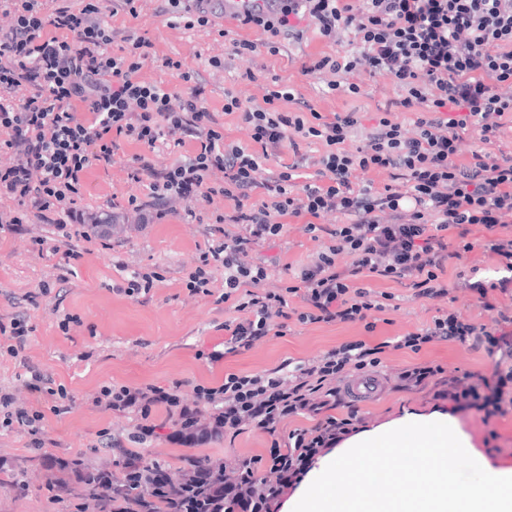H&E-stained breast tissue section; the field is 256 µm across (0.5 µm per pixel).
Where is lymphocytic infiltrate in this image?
I'll return each instance as SVG.
<instances>
[{
  "mask_svg": "<svg viewBox=\"0 0 512 512\" xmlns=\"http://www.w3.org/2000/svg\"><path fill=\"white\" fill-rule=\"evenodd\" d=\"M72 10L64 0H0V224H46L66 235L71 224L98 230L135 219L158 224L204 208L209 223L226 225L209 242L185 286L190 294L211 295L213 267L224 269V291L236 317L224 325V347L210 361L252 349L272 336L284 335L289 320L301 324L363 323L373 329L375 313L389 307V293H374L366 279L407 284L415 298L438 300L448 295L444 281L449 262L475 247L501 257L506 274L494 281L463 280V288L486 302L489 292L512 294V236L498 235L512 218V154H496L504 118H512V96L498 85L512 84V0H287L288 10L309 20L328 40L348 33L349 47L324 55L307 68L328 75L327 87L356 95L357 84L341 86L336 77L357 70L388 78L400 91V107L410 122L385 114L367 134H360L358 113L324 120L315 111H284L294 101L284 83H275L262 102L224 93L225 112L239 113L250 146L227 141L224 125L206 105V86L194 70L172 58L162 65L181 73L184 92L142 80L151 42L123 36L122 46L107 17L118 12L138 16V0H82ZM244 26L262 29L264 41L231 39L232 55L252 58L281 51V36L302 42L304 32L287 18L253 16ZM480 145L467 164L457 161L466 134ZM362 144L349 149L348 140ZM322 143L313 175L303 168L301 142ZM143 146L132 159L131 180L144 195H129L111 211L78 207L90 169L111 164L122 142ZM291 150L293 162L269 166L270 157ZM177 153L175 162L158 164L162 153ZM394 170L402 188L358 185L356 171ZM222 171L223 181L212 179ZM229 199L232 211L217 207ZM340 214L345 223L324 229L322 218ZM308 216L305 233L327 232L329 241L304 266L289 289L268 284V269L252 255L255 244L280 238L290 217ZM486 235L470 238L472 226ZM456 246H449V237ZM347 255L339 265V255ZM300 294L301 307L289 308L287 294ZM33 331L22 315L0 320V351L18 359L23 385L51 402V412H70L73 397L65 386H51L48 376L25 355ZM470 344L488 355L512 359V314L498 312L490 323H477L458 312L433 317L417 331L396 337V350L420 353L433 342ZM386 347L355 340L332 347L303 363L283 361L257 373H228L223 383L197 384L185 397L180 383L102 387L94 403L100 410L131 419L132 428L113 430L103 448L113 467L86 468L65 455H46L47 485L63 499L89 483L112 499V512H282L289 495L313 463L335 450L366 421L358 408L333 416L343 386L377 367ZM404 390H429L434 400L453 410L477 408L486 416L504 414V396L512 388V370L492 376H446L426 363L400 370ZM171 425L167 440L188 448L179 478L150 454L157 436V411ZM45 414L19 400L14 387L0 384V429L17 431L41 448L47 434ZM308 416L309 429L280 439L288 418ZM254 427L270 438L264 450L274 481L257 474L263 457L236 455L197 463L192 448L237 436Z\"/></svg>",
  "mask_w": 512,
  "mask_h": 512,
  "instance_id": "lymphocytic-infiltrate-1",
  "label": "lymphocytic infiltrate"
}]
</instances>
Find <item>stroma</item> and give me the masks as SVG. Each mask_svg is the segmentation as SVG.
<instances>
[{
    "label": "stroma",
    "mask_w": 512,
    "mask_h": 512,
    "mask_svg": "<svg viewBox=\"0 0 512 512\" xmlns=\"http://www.w3.org/2000/svg\"><path fill=\"white\" fill-rule=\"evenodd\" d=\"M166 0H140L138 17L120 13L109 24L117 30L133 28L153 44L155 58L146 62L141 76L161 80L174 91H183L185 82L178 71L162 68L161 60L172 57L193 67L212 89L207 99L211 111L222 112L223 89H232L241 99L262 100L273 79H282L326 118L344 112H358L365 127L377 123L399 97L398 89L386 78L358 71L351 80L359 84V95L343 90L329 93L325 78L305 74L304 64L332 53L333 42L308 33L302 47L285 46L281 55L266 53L252 59L230 56V38L236 37V24L191 30L181 23H169ZM219 56L225 67H209L210 57ZM141 146L123 143L112 165H99L88 174L82 188L81 204L92 209L105 208L109 199L125 202L128 195L141 194L140 185L127 178L129 159L141 153ZM302 219L285 225L282 237L273 244L255 246V256L269 259L272 285L293 284L294 276L321 248L302 230ZM211 225L179 215L159 224H126L114 236V249L106 250L99 239L78 237L71 244L78 251L75 260L66 259L59 247L60 236L53 227L30 225L0 231V318L10 319L26 313L34 332L26 354L38 364L53 384L64 385L75 403L71 413L48 414L44 448L29 447L25 435L0 430V452L16 462V475L29 489L26 494H0V512H76L73 498L54 499L46 487L44 454H70L101 462L102 442L112 435V414L100 411L93 403L100 388L112 383L137 385L148 382H181L184 395H191L198 383L223 382L228 373H256L276 367L284 360L306 361L344 341L363 340L375 345L384 340L416 331L430 323L438 313L456 311L485 323L489 314L475 294L449 285L447 297L440 300L413 299L411 288L392 281H375L378 292L394 294L396 306L384 312L375 331L360 323L289 322L283 336H273L251 350L213 363L209 352L221 349L224 322L235 314L225 311L215 297L193 296L183 279L205 251L211 238ZM43 236V245L33 242ZM153 270L161 280L150 298L135 300L115 293L114 285L125 276L121 264ZM49 282L48 295L28 302L27 293L37 292L41 282ZM76 315L80 325L62 332L58 324L65 315ZM428 362L442 367L448 375L474 373L491 376L495 359L467 344L435 342L420 353L386 349L381 355L380 375L385 390L377 398L360 403L368 430L413 414L430 418L448 411L446 402L434 401L422 391L396 389L393 376L399 369ZM459 426L472 438L473 456L483 458L497 469H512V414L485 419L474 409L456 412Z\"/></svg>",
    "instance_id": "stroma-1"
}]
</instances>
